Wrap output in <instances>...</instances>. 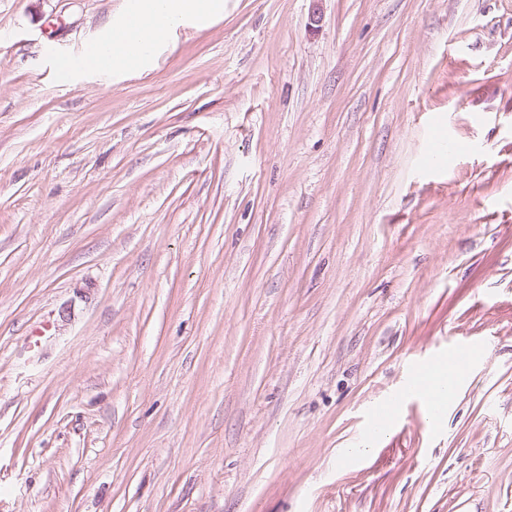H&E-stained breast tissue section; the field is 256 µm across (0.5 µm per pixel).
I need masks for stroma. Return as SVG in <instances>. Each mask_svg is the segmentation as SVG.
<instances>
[{
    "label": "stroma",
    "instance_id": "obj_1",
    "mask_svg": "<svg viewBox=\"0 0 512 512\" xmlns=\"http://www.w3.org/2000/svg\"><path fill=\"white\" fill-rule=\"evenodd\" d=\"M127 8L0 0V512H512V0H224L60 77ZM136 49L137 43L133 37H125L123 40L119 41L116 46L115 42L112 40L91 41L84 46L79 54L66 57L62 61L60 74L63 77L67 71L88 63H94L98 67H104L111 55L112 57L108 67L112 70L126 69L144 64L146 59H139L136 54ZM473 352V347L471 345H461L458 346L452 353L448 355V368L444 365H438L434 369V372L439 375L440 384L443 388L448 387L451 389L462 377L464 370L457 369L448 374V369H452L455 367L456 363L459 360H463L464 358L470 356ZM420 380L416 383H409L406 386L405 393L408 396L418 398L429 416H437L434 418V422H439L442 419L441 415L445 408L447 398L439 394L440 389L429 388L427 383V377L432 375L431 367L429 365L418 368Z\"/></svg>",
    "mask_w": 512,
    "mask_h": 512
}]
</instances>
